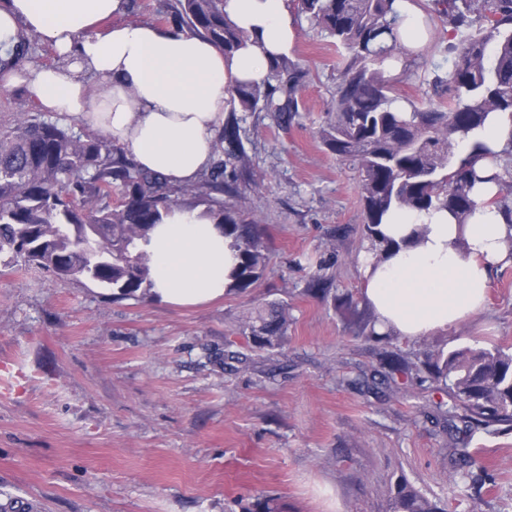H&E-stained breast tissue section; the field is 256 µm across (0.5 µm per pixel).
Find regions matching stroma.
<instances>
[{"label":"stroma","mask_w":512,"mask_h":512,"mask_svg":"<svg viewBox=\"0 0 512 512\" xmlns=\"http://www.w3.org/2000/svg\"><path fill=\"white\" fill-rule=\"evenodd\" d=\"M295 25L298 114L287 126L270 112L241 123L251 179L235 205L269 250L254 288L195 307L148 293L115 301L0 251V503L242 512L262 491L283 512H386V485L402 476L448 512H512V431L447 424L414 371L375 380L394 354L417 365L439 349H512V265L493 270L481 313L431 336H374L366 304L356 318L336 310L335 296L361 294V193L319 138L336 52L304 17ZM318 272L331 297L307 293ZM272 302L289 315L274 353L243 332ZM452 437L483 461L479 495L453 480Z\"/></svg>","instance_id":"35a3bbf8"}]
</instances>
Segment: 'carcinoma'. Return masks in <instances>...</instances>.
Instances as JSON below:
<instances>
[{"mask_svg":"<svg viewBox=\"0 0 512 512\" xmlns=\"http://www.w3.org/2000/svg\"><path fill=\"white\" fill-rule=\"evenodd\" d=\"M297 13L320 28L336 49L340 75L333 108L320 131L325 148L355 170L363 202L367 251H382L376 227L393 208L447 209L458 223L477 206L479 162L489 157L498 172L492 203L512 213L501 196L512 194V143L501 152L480 144L465 158L455 149L483 128L489 114H512V0H428V14L448 26V40L434 44L451 65L423 62L425 101L397 109L394 78L383 69L402 54L395 0H297ZM158 20L206 39L230 54L248 40L224 14V0H163ZM37 37L25 36L8 51L11 66L30 61ZM306 72L281 55L262 83L228 89L229 116L218 137L220 155L199 180L181 188L144 171L105 136L76 130L40 113H21L0 125V251L61 278H83L125 299L150 289L148 256L141 245L174 207L202 208L224 226L239 251L234 288L243 292L263 276L268 249L257 221L226 202L250 173L239 112H273L288 124L299 111ZM254 347L274 350L288 334V308L278 306L247 325ZM428 381L450 392L436 409L452 423L512 428V353L499 348L440 350L423 364ZM468 470H484L468 449L451 448ZM388 512H446L439 502L401 478L388 492ZM243 512H279L257 496Z\"/></svg>","mask_w":512,"mask_h":512,"instance_id":"cac0c4a2","label":"carcinoma"}]
</instances>
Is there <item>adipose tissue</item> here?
Masks as SVG:
<instances>
[{"label": "adipose tissue", "mask_w": 512, "mask_h": 512, "mask_svg": "<svg viewBox=\"0 0 512 512\" xmlns=\"http://www.w3.org/2000/svg\"><path fill=\"white\" fill-rule=\"evenodd\" d=\"M128 0H0V57L34 34L56 65L0 82H24L31 101L106 135L141 167L176 187L197 181L216 159L229 87L263 82L295 40L290 0H224L250 38L227 54L174 26L129 18ZM496 183L478 187L465 222L445 210L389 213L381 255L363 254L362 295L377 334L428 336L480 312L494 268L512 263V216L493 205ZM424 228L414 240L416 228ZM153 294L200 305L223 297L238 263L232 237L200 210L173 208L150 233Z\"/></svg>", "instance_id": "obj_1"}]
</instances>
